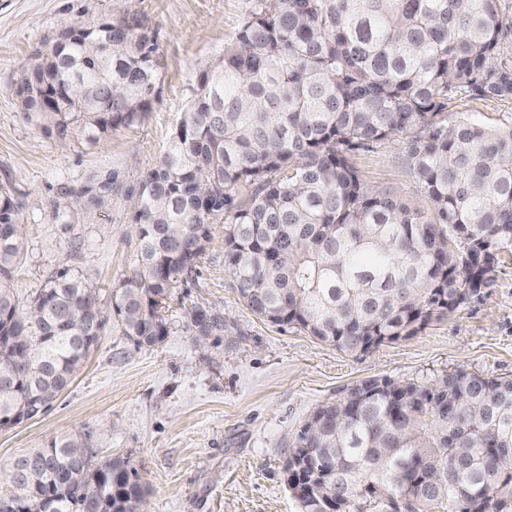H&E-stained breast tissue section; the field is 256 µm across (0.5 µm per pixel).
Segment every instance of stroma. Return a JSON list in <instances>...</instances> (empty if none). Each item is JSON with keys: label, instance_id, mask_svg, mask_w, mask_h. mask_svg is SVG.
Segmentation results:
<instances>
[{"label": "stroma", "instance_id": "1", "mask_svg": "<svg viewBox=\"0 0 512 512\" xmlns=\"http://www.w3.org/2000/svg\"><path fill=\"white\" fill-rule=\"evenodd\" d=\"M252 0H0V185L19 207L25 255L14 272L28 301L62 269L86 279L104 311L130 270L125 192L165 150L193 98L194 79L221 56ZM137 17L153 31L161 93L131 127L90 145L61 141L23 112L21 72L67 22ZM364 181L422 212L429 203L401 160L399 140L353 154ZM117 174L103 206L82 203L59 219L72 193ZM197 272L180 282L164 315L169 332L140 347L108 323L71 387L33 420L0 428V470L51 439L80 437L93 458L121 456L139 472L145 512H300L284 472L289 444L322 402L367 378L428 382L460 367L512 376V256L479 298L415 335L349 352L256 316L224 269V225L215 223ZM231 326L197 346L192 306Z\"/></svg>", "mask_w": 512, "mask_h": 512}]
</instances>
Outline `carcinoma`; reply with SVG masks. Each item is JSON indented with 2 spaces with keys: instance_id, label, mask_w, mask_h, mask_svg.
<instances>
[{
  "instance_id": "carcinoma-1",
  "label": "carcinoma",
  "mask_w": 512,
  "mask_h": 512,
  "mask_svg": "<svg viewBox=\"0 0 512 512\" xmlns=\"http://www.w3.org/2000/svg\"><path fill=\"white\" fill-rule=\"evenodd\" d=\"M500 0H254L157 165L127 192L135 250L112 289L122 333L141 347L168 334L164 309L224 220V268L239 299L282 328L355 352L411 336L490 286L512 255V123L452 111L464 97L512 101V63L492 64ZM157 43L135 18L70 24L23 70L17 96L48 134L95 143L137 123L159 85ZM402 139L424 214L370 185L352 155ZM117 176L86 188L100 204ZM12 193L0 187V422L43 415L83 368L106 325L96 290L65 272L23 305L12 273L23 253ZM194 340L229 331L195 306ZM10 336H23L15 349ZM363 380L301 426L286 463L305 468L301 512H512V377L465 368L429 385ZM428 419L435 448L417 425ZM76 438L28 454L12 485L25 512H137L129 461L95 462Z\"/></svg>"
}]
</instances>
